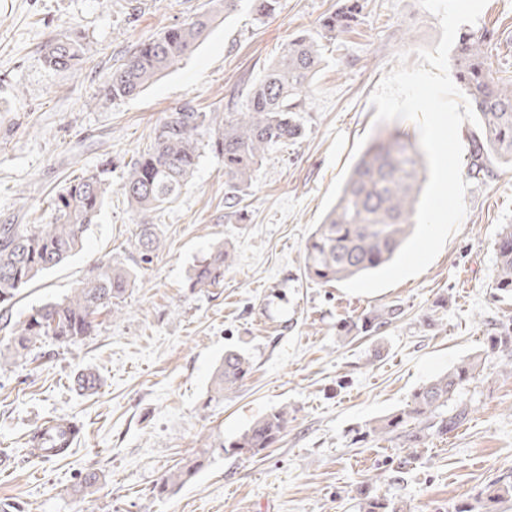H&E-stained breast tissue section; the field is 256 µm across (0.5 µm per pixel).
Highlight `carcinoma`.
Segmentation results:
<instances>
[{"mask_svg": "<svg viewBox=\"0 0 512 512\" xmlns=\"http://www.w3.org/2000/svg\"><path fill=\"white\" fill-rule=\"evenodd\" d=\"M363 10L360 0L327 13L321 19L323 36L330 39L352 29ZM214 12H205L188 23L171 27L141 43L123 66L112 72L102 91L116 102L135 96L190 54L209 33ZM495 32L463 28L452 52L456 77L479 120L478 132L469 142L467 173L484 180L495 163L512 166V77L494 71L490 62ZM88 45L54 40L44 48L45 64L69 70L84 60ZM322 64L319 42L300 33L252 84L240 112L222 115L179 109L169 113L154 130L150 148L133 158L121 184L133 216L139 219L135 248L139 261L150 263L163 247L151 215L175 201L197 169L200 144L208 138L212 151L224 159V220L245 217L241 203L254 184L268 150L297 140L303 129L298 113L304 110L314 77ZM423 151L411 136L396 131L367 148L340 194L316 226L305 246L304 272L320 284L346 281L382 268L393 259L410 234L415 203L421 192L418 159ZM101 173L70 181L53 200L49 224H0V307L7 310L20 292L51 268L77 255L84 247L105 200ZM495 288L512 295V224L501 227L495 240ZM232 250L222 241L211 244L192 266L188 287L196 290L224 286V271ZM133 281V271L102 260L62 299L44 303L13 323L5 322L3 337L11 358L22 360L36 344L52 339L59 344L77 341L95 330L100 311L117 307ZM401 307L390 305L341 325L345 335L377 333L398 320ZM492 346L501 352L503 372L512 375V327L492 329ZM479 360L472 358L424 383L403 409L374 421L366 435H404L415 443L426 433H444L461 425L468 407L459 402L461 390L475 377ZM251 373L249 358L227 349L215 369L207 391L208 401H220L236 392ZM288 425V411L274 410L256 419L228 447L252 456L262 454ZM203 467L191 460L155 486L160 497L176 493ZM360 512H405L367 485L361 491Z\"/></svg>", "mask_w": 512, "mask_h": 512, "instance_id": "1", "label": "carcinoma"}]
</instances>
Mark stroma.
I'll use <instances>...</instances> for the list:
<instances>
[{"instance_id":"stroma-1","label":"stroma","mask_w":512,"mask_h":512,"mask_svg":"<svg viewBox=\"0 0 512 512\" xmlns=\"http://www.w3.org/2000/svg\"><path fill=\"white\" fill-rule=\"evenodd\" d=\"M215 0H0V224H47L51 200L86 172H103L104 206L84 249L23 289L0 324L63 298L102 259L133 269L117 309L94 333L45 341L27 360L0 366V512H359V490L402 499L413 512H453L492 484L512 488V375L489 344L492 324L512 318V298L492 286L494 242L512 224V167L471 182L467 213L420 275L376 295H351L304 273L305 245L336 202L353 165L410 120L375 122L370 95L399 53L435 47L437 17L419 0H364L355 30L323 40V62L301 113L303 136L272 147L244 201L242 222L224 221V161L201 147L179 199L152 215L164 247L143 264L137 226L121 194L126 165L149 149L169 112H233L295 35L318 34L337 0H280L258 17L252 0L218 16L175 68L140 94L110 102L100 84L136 46L185 24ZM478 26L495 30V71L512 74V0H488ZM78 38L91 53L53 71L45 45ZM217 240L233 259L224 285L187 286L194 260ZM402 317L380 332L343 338L344 322L387 305ZM252 371L221 404H207L227 349ZM480 373L461 396L469 415L418 443L368 436L366 426L403 408L413 392L462 361ZM83 371L94 393L77 389ZM287 408L288 426L261 455L223 452L253 421ZM48 418L76 421L70 453H32ZM204 466L177 494L155 485L185 460ZM102 477L84 490L86 473Z\"/></svg>"}]
</instances>
